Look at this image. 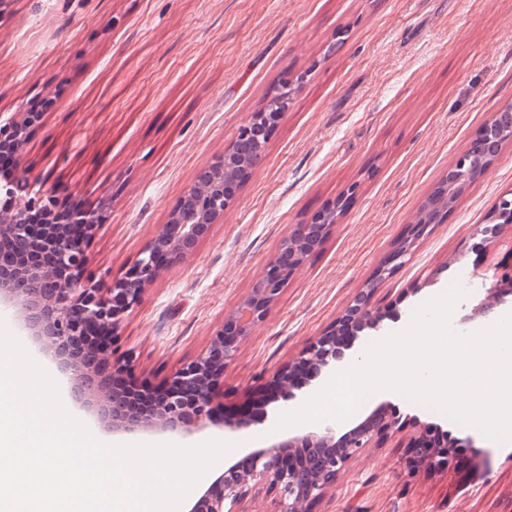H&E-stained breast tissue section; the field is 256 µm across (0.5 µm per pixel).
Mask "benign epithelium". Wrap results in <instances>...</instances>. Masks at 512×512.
Segmentation results:
<instances>
[{
  "label": "benign epithelium",
  "instance_id": "7a95c632",
  "mask_svg": "<svg viewBox=\"0 0 512 512\" xmlns=\"http://www.w3.org/2000/svg\"><path fill=\"white\" fill-rule=\"evenodd\" d=\"M301 83L300 77L280 81L262 107L238 128L235 141L243 143V148L237 152L226 149L200 170L168 223L122 276L104 284L87 274L86 244L107 218L109 195H102L96 207L69 214L68 223L57 224L60 196L55 188L41 185L34 189L15 176L0 181V304L15 309L22 331L40 341L43 353L60 368L73 398L91 408L97 420L112 431L133 434L156 429L186 438L206 427L214 412L215 390L224 381V368L236 358L251 329L265 320L288 280L323 242L329 227L339 222L340 204L320 212L285 238L249 294L225 317L206 351L176 369L150 406H134L111 385L117 374L128 373L129 364L125 357H113L114 340L140 304L146 287L157 278L161 260L179 262L191 256L224 218V210L235 200V190L251 177L262 156L266 132L282 119ZM41 118L40 112L8 116L1 112L0 149L7 145L20 154ZM508 143H512V126L504 132L495 120H489L477 144L448 167L440 183L442 190L430 197L424 214L394 249L393 260L411 255L428 225L453 209L455 200L448 189L472 186ZM494 218L495 223L484 230L492 239L498 225L512 224V189L499 196ZM370 298L369 290L360 291L338 325L351 324L357 333L377 327L384 314L371 307ZM336 336L335 328L321 334L274 373L283 401L293 398L290 373L295 368L308 367L315 379L344 359V347ZM392 426L378 413L372 422H363L339 438L336 425L330 423L276 437L250 453L246 469L224 466L187 512H245L248 497L262 492L274 494L275 512H306L343 468L377 445ZM298 448L311 457L312 471L306 475L284 464ZM449 459V452L439 448L412 456L407 465L442 468Z\"/></svg>",
  "mask_w": 512,
  "mask_h": 512
}]
</instances>
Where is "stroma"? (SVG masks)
I'll list each match as a JSON object with an SVG mask.
<instances>
[{
    "instance_id": "stroma-1",
    "label": "stroma",
    "mask_w": 512,
    "mask_h": 512,
    "mask_svg": "<svg viewBox=\"0 0 512 512\" xmlns=\"http://www.w3.org/2000/svg\"><path fill=\"white\" fill-rule=\"evenodd\" d=\"M286 76L301 88L251 179L192 256L162 266L117 340L132 378L159 385L208 348L282 241L357 185L225 368L211 423L185 440L234 442L232 463L324 385L317 378L287 403L271 380L367 283L385 318L350 341L347 357L455 282L467 296L451 325L477 329L463 316L487 298L485 275L512 256V225L493 243L480 233L512 188V143L389 278L372 277L448 167L512 103V0H10L0 15V112L51 102L13 173L88 207L111 194L87 249L105 279L133 263ZM393 410L461 441L465 467L410 472L408 434L397 431L349 462L312 512H512V441L394 392L336 432ZM238 420L242 429L228 430Z\"/></svg>"
}]
</instances>
